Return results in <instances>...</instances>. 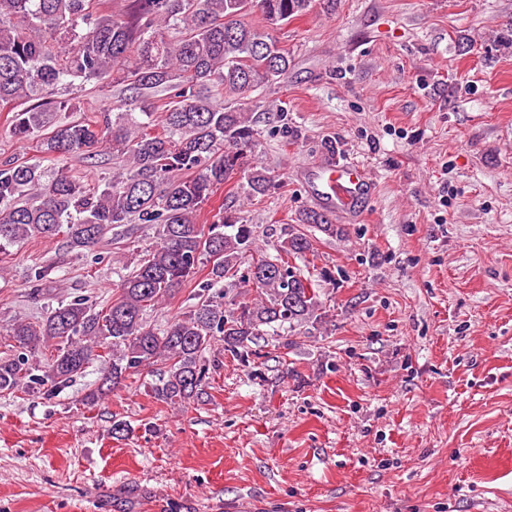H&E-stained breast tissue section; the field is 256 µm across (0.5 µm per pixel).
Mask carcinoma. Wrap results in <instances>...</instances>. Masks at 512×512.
<instances>
[{"label":"carcinoma","instance_id":"cac0c4a2","mask_svg":"<svg viewBox=\"0 0 512 512\" xmlns=\"http://www.w3.org/2000/svg\"><path fill=\"white\" fill-rule=\"evenodd\" d=\"M311 8L312 0H125L116 15L107 0H0V108L14 109L8 133L36 142L42 155L0 165V254L62 232L72 249H89L119 224L150 226L159 239L111 303L78 295L39 322L1 323L13 353L0 357V393L51 397L97 360L101 383L87 403L154 366V398L186 405L207 383L203 358L216 338L237 354L265 326L291 331L317 318L315 280L295 259L314 254L305 228L336 237L340 225L309 210L272 256L229 208L198 223L251 148L254 116L243 100L288 78L292 58L275 32ZM256 11L261 26L249 20ZM77 80L95 82L115 118L63 120L80 109L60 96ZM103 151L124 164L101 186L87 187L61 165ZM44 160L58 166L50 172ZM243 179L227 196L253 201L278 183L262 167ZM229 280L259 298L228 307ZM186 284L194 285L193 309L162 328L147 324L146 313ZM47 348L48 357L32 360Z\"/></svg>","mask_w":512,"mask_h":512}]
</instances>
